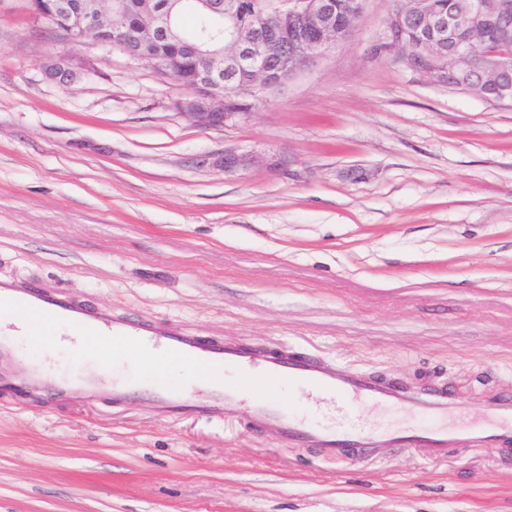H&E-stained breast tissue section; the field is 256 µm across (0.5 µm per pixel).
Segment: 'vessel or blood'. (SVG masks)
Wrapping results in <instances>:
<instances>
[{"label":"vessel or blood","instance_id":"1","mask_svg":"<svg viewBox=\"0 0 512 512\" xmlns=\"http://www.w3.org/2000/svg\"><path fill=\"white\" fill-rule=\"evenodd\" d=\"M13 305L20 316L39 319L48 324L67 321L88 339L108 338L119 345H134L147 354L162 355L164 360L183 365L201 366L211 374L229 369L244 371L249 379L262 382L275 377L288 383L298 395H307L316 389L328 395L335 404L377 403L395 411L418 416L439 418L440 426L428 430L373 434L356 426L328 425L313 419H299L270 401L256 402L249 411L253 427L271 432L297 442L306 448L319 449L323 454L334 456L345 448L370 455L380 448H404L417 446L437 453L459 448L476 441H493L512 445V429H502L501 423L512 420V399H504L492 405L488 416L493 424L487 430L476 432L466 427H448L443 423L453 407L451 396L437 393L424 398L397 387L370 378L348 373L311 358H295L286 355L268 356L240 345L221 347L205 345L194 337L181 335L162 328H143L127 320H117L109 315H87L75 305H66L39 295L13 296L8 284L0 283V304ZM5 379L20 384L39 383L57 391H83L89 389L92 379L56 380L28 371L24 365H16L5 372ZM241 392L234 386L214 389L211 395L197 402V410L208 413L237 412L241 405Z\"/></svg>","mask_w":512,"mask_h":512}]
</instances>
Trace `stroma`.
<instances>
[{
  "label": "stroma",
  "instance_id": "35a3bbf8",
  "mask_svg": "<svg viewBox=\"0 0 512 512\" xmlns=\"http://www.w3.org/2000/svg\"><path fill=\"white\" fill-rule=\"evenodd\" d=\"M391 9L365 0L347 40L202 129L148 61L71 46L0 0V281L444 391L448 425L484 428L512 397V102L377 52ZM71 51L89 73L50 77ZM49 356L58 377L101 380L79 396L0 382V512H512V447L331 457L257 435L243 411L154 401L159 383L206 399L192 372L125 361L104 377L96 344L52 354L33 337L29 369ZM346 421L423 425L378 404Z\"/></svg>",
  "mask_w": 512,
  "mask_h": 512
}]
</instances>
